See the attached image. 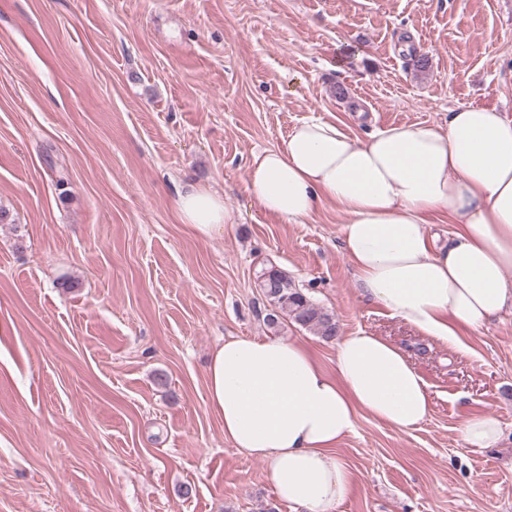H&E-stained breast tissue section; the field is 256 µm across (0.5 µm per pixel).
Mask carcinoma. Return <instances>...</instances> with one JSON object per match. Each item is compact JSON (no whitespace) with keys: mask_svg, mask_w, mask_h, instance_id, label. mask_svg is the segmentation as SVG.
<instances>
[{"mask_svg":"<svg viewBox=\"0 0 512 512\" xmlns=\"http://www.w3.org/2000/svg\"><path fill=\"white\" fill-rule=\"evenodd\" d=\"M257 279L265 299L264 322L269 328L277 330L291 324L314 332L326 342L336 340L339 324L335 314L296 287L288 273L272 264L262 267Z\"/></svg>","mask_w":512,"mask_h":512,"instance_id":"carcinoma-1","label":"carcinoma"}]
</instances>
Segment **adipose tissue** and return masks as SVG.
Segmentation results:
<instances>
[{"instance_id":"adipose-tissue-1","label":"adipose tissue","mask_w":512,"mask_h":512,"mask_svg":"<svg viewBox=\"0 0 512 512\" xmlns=\"http://www.w3.org/2000/svg\"><path fill=\"white\" fill-rule=\"evenodd\" d=\"M245 191L288 224L336 202L363 297L450 348L464 349L462 330L512 305V118L496 109L462 106L446 126H396L359 143L309 117L254 156ZM175 208L203 239L229 220L208 189L178 193ZM438 213L458 225L442 246L427 230ZM207 391L225 439L262 459L278 497L300 512H334L348 492L336 447L358 412L405 431L432 409L414 364L366 331L343 337L331 372L298 340L226 339L211 356Z\"/></svg>"}]
</instances>
